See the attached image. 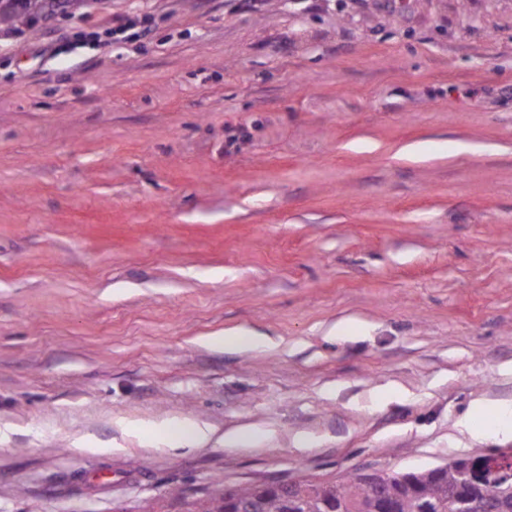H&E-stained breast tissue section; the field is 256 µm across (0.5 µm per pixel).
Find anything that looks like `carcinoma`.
I'll return each instance as SVG.
<instances>
[{
  "mask_svg": "<svg viewBox=\"0 0 512 512\" xmlns=\"http://www.w3.org/2000/svg\"><path fill=\"white\" fill-rule=\"evenodd\" d=\"M59 0H0V25L28 24L31 13L50 11ZM463 459L405 473H359L336 480H297L286 499L263 485L241 486L236 502L224 494L192 503L188 512H464L465 497L492 502L494 512H512V462L486 470L480 481L456 494L465 476Z\"/></svg>",
  "mask_w": 512,
  "mask_h": 512,
  "instance_id": "1",
  "label": "carcinoma"
}]
</instances>
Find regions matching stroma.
I'll return each mask as SVG.
<instances>
[{"label":"stroma","instance_id":"1","mask_svg":"<svg viewBox=\"0 0 512 512\" xmlns=\"http://www.w3.org/2000/svg\"><path fill=\"white\" fill-rule=\"evenodd\" d=\"M347 318L369 331L327 336ZM238 327L280 345L201 342ZM478 402L512 404V0H81L0 27V512L512 451L468 432ZM185 418L209 442L168 448Z\"/></svg>","mask_w":512,"mask_h":512}]
</instances>
